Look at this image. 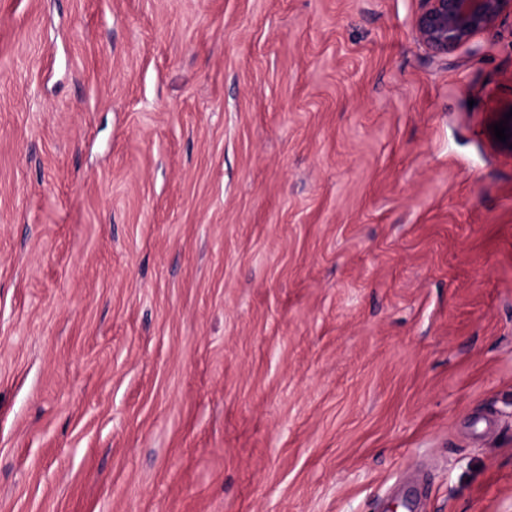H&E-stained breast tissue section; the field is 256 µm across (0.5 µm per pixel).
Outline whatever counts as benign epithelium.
<instances>
[{"label":"benign epithelium","mask_w":512,"mask_h":512,"mask_svg":"<svg viewBox=\"0 0 512 512\" xmlns=\"http://www.w3.org/2000/svg\"><path fill=\"white\" fill-rule=\"evenodd\" d=\"M512 18V0H420L414 31L428 62L448 60L480 32Z\"/></svg>","instance_id":"1"}]
</instances>
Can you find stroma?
<instances>
[{"label": "stroma", "instance_id": "1", "mask_svg": "<svg viewBox=\"0 0 512 512\" xmlns=\"http://www.w3.org/2000/svg\"><path fill=\"white\" fill-rule=\"evenodd\" d=\"M419 0H0V512H512V29ZM414 31L429 63H443L480 32L511 17L512 0H419Z\"/></svg>", "mask_w": 512, "mask_h": 512}]
</instances>
